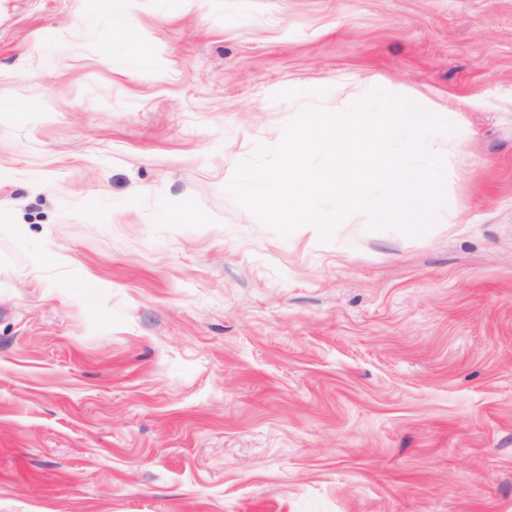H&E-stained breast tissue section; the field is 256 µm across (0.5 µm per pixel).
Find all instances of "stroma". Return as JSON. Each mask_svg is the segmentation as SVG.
Instances as JSON below:
<instances>
[{
	"label": "stroma",
	"instance_id": "obj_1",
	"mask_svg": "<svg viewBox=\"0 0 512 512\" xmlns=\"http://www.w3.org/2000/svg\"><path fill=\"white\" fill-rule=\"evenodd\" d=\"M375 87L428 231L227 197ZM0 512H512V0H0Z\"/></svg>",
	"mask_w": 512,
	"mask_h": 512
}]
</instances>
